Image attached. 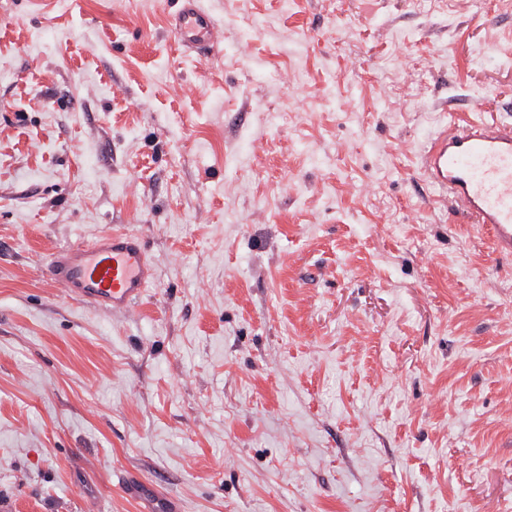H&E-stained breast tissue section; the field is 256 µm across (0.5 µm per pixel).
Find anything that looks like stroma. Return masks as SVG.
I'll list each match as a JSON object with an SVG mask.
<instances>
[{
  "label": "stroma",
  "instance_id": "35a3bbf8",
  "mask_svg": "<svg viewBox=\"0 0 512 512\" xmlns=\"http://www.w3.org/2000/svg\"><path fill=\"white\" fill-rule=\"evenodd\" d=\"M199 2L0 0V512H512V255L421 172L512 0ZM112 230L126 313L44 276ZM196 2L184 1L173 18L172 29L176 38L185 46L204 50L216 43L217 29L210 16Z\"/></svg>",
  "mask_w": 512,
  "mask_h": 512
}]
</instances>
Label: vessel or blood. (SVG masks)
<instances>
[{"instance_id":"obj_1","label":"vessel or blood","mask_w":512,"mask_h":512,"mask_svg":"<svg viewBox=\"0 0 512 512\" xmlns=\"http://www.w3.org/2000/svg\"><path fill=\"white\" fill-rule=\"evenodd\" d=\"M172 29L196 50L217 40L197 0H184ZM422 171L460 212L488 227L493 252L512 254V123L469 120L444 129L424 154ZM44 274L69 297L114 311L142 299L154 277L139 236L126 231L56 249Z\"/></svg>"}]
</instances>
